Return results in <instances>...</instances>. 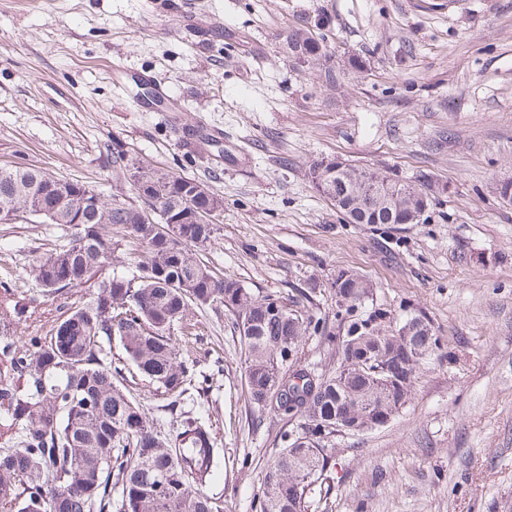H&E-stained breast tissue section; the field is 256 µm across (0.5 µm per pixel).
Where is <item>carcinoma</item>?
<instances>
[{
    "label": "carcinoma",
    "instance_id": "cac0c4a2",
    "mask_svg": "<svg viewBox=\"0 0 512 512\" xmlns=\"http://www.w3.org/2000/svg\"><path fill=\"white\" fill-rule=\"evenodd\" d=\"M320 21L300 16L279 34L293 55L331 62ZM306 173L316 192L348 224H417L434 195L405 192L382 202L365 193L381 180H398L347 163L328 182ZM112 167L125 169L116 147ZM129 169V168H127ZM134 202L103 198L95 211L84 204L85 185L70 181L71 195L60 199L45 183V172L16 162L0 168V209L29 207L51 224L70 230L66 243L37 260L35 277L43 288L73 295L112 259V240L102 226H119L138 248L129 277L109 276L98 284L95 301L67 310L49 336H30L20 348L0 347V512H224L223 495L199 486L216 480L218 449L211 424L186 417L173 437L158 435L131 392L145 381L161 395H193L194 363L186 361L170 331L192 306L222 305L234 313L245 345L246 377L253 403L301 418L306 446L293 438L265 471L260 512H308L315 483L324 475L328 449L323 436L337 430L346 408L376 415L388 423L405 406L416 368L438 349V337L418 317L391 333L367 319L350 322L338 339L297 303L267 295L259 300L238 281L217 273L195 251L214 239L215 227L197 217H220L223 202L208 186L163 168L129 169ZM157 208L179 229L172 239L158 237L142 213ZM82 214L81 224L73 223ZM332 288L336 306L352 313L369 297L363 277L338 273ZM14 285L0 281V329L25 311ZM322 332L341 349L339 370L301 374L295 355L304 336ZM120 353H112V340ZM380 354L386 373L368 369L366 356Z\"/></svg>",
    "mask_w": 512,
    "mask_h": 512
}]
</instances>
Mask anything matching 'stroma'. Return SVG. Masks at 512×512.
<instances>
[{"label": "stroma", "mask_w": 512, "mask_h": 512, "mask_svg": "<svg viewBox=\"0 0 512 512\" xmlns=\"http://www.w3.org/2000/svg\"><path fill=\"white\" fill-rule=\"evenodd\" d=\"M302 14L331 20L336 86L281 52L278 33ZM145 75L180 111L151 107ZM195 119L223 140L187 139ZM117 145L223 200L202 257L254 297L302 299L339 336L354 317L386 330L421 317L438 336L398 415L323 438L311 512H512V202L495 190L512 180V0H0V163L126 194ZM333 156L448 191L422 224H347L306 177ZM64 238L56 224L0 223V280L34 310L12 325L15 344L66 309L33 273ZM348 270L373 285L350 316L332 289ZM173 334L207 388L190 402L144 382L132 393L164 436L188 410L208 414L223 455L204 490L223 493L224 512H257L267 466L302 424L251 402L223 307L192 309ZM296 358L340 363L317 334Z\"/></svg>", "instance_id": "stroma-1"}]
</instances>
